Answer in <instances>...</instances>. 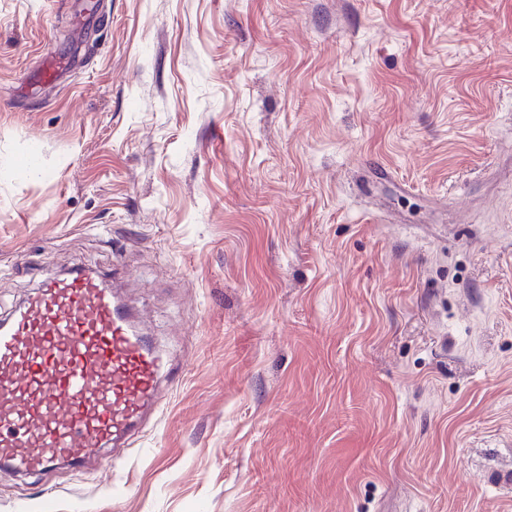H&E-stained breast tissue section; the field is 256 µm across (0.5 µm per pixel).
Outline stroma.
<instances>
[{
  "label": "stroma",
  "mask_w": 512,
  "mask_h": 512,
  "mask_svg": "<svg viewBox=\"0 0 512 512\" xmlns=\"http://www.w3.org/2000/svg\"><path fill=\"white\" fill-rule=\"evenodd\" d=\"M77 266L163 400L0 512H512V0H0V319Z\"/></svg>",
  "instance_id": "1"
}]
</instances>
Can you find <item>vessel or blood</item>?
Listing matches in <instances>:
<instances>
[{
    "label": "vessel or blood",
    "mask_w": 512,
    "mask_h": 512,
    "mask_svg": "<svg viewBox=\"0 0 512 512\" xmlns=\"http://www.w3.org/2000/svg\"><path fill=\"white\" fill-rule=\"evenodd\" d=\"M161 373L106 278H46L0 321V466L49 471L126 445L160 402Z\"/></svg>",
    "instance_id": "vessel-or-blood-1"
}]
</instances>
